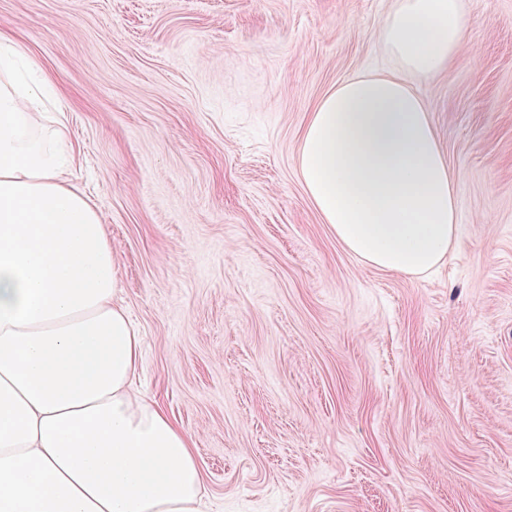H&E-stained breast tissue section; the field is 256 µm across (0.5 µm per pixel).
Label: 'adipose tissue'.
<instances>
[{
	"label": "adipose tissue",
	"mask_w": 512,
	"mask_h": 512,
	"mask_svg": "<svg viewBox=\"0 0 512 512\" xmlns=\"http://www.w3.org/2000/svg\"><path fill=\"white\" fill-rule=\"evenodd\" d=\"M463 0H395L396 69L346 79L301 136L305 192L365 264L424 275L457 243L459 192L415 81L461 54ZM0 34V512H205L191 436L136 385L142 338L75 153Z\"/></svg>",
	"instance_id": "ef3b65f1"
}]
</instances>
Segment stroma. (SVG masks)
Wrapping results in <instances>:
<instances>
[{
  "mask_svg": "<svg viewBox=\"0 0 512 512\" xmlns=\"http://www.w3.org/2000/svg\"><path fill=\"white\" fill-rule=\"evenodd\" d=\"M392 2L0 0L210 512H512V0H464L416 84L461 199L439 272L362 263L297 170L323 94L395 69Z\"/></svg>",
  "mask_w": 512,
  "mask_h": 512,
  "instance_id": "obj_1",
  "label": "stroma"
}]
</instances>
